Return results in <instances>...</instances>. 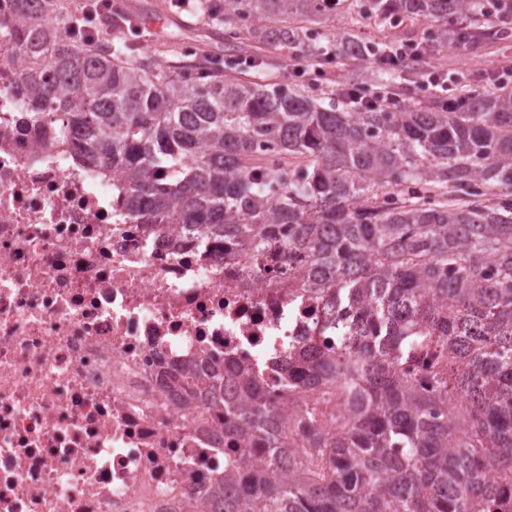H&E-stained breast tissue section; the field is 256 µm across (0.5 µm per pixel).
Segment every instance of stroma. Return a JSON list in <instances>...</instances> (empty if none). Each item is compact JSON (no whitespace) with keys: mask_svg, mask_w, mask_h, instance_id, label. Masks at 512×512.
Returning <instances> with one entry per match:
<instances>
[{"mask_svg":"<svg viewBox=\"0 0 512 512\" xmlns=\"http://www.w3.org/2000/svg\"><path fill=\"white\" fill-rule=\"evenodd\" d=\"M127 15L136 17L137 32L132 40L138 56L145 57L161 66L194 63L200 56L221 57L225 54L224 34L203 24L195 11L166 10L165 0H124ZM318 27L323 32L348 30L360 42L369 41L416 43L433 31L432 22L419 18L400 23L382 25L370 20L362 10L359 0H340L336 7L326 10ZM235 54L239 65L228 69V76L250 79L263 83H275L298 90L330 91L339 84L351 83L353 76H361V90L374 95L378 84L371 77L376 70L373 59L357 61L350 67L338 65L323 67L320 73L301 75L295 73L286 52L243 39L237 44ZM265 59L266 64L255 67V59ZM424 70L435 69L444 75L442 89L420 83L402 93L403 103H424L435 93L453 96L456 86L453 78L457 73L469 72L483 75L495 73L497 78L512 85V38L486 43L479 51L471 52L451 47L423 61Z\"/></svg>","mask_w":512,"mask_h":512,"instance_id":"stroma-1","label":"stroma"}]
</instances>
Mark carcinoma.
<instances>
[{
	"mask_svg": "<svg viewBox=\"0 0 512 512\" xmlns=\"http://www.w3.org/2000/svg\"><path fill=\"white\" fill-rule=\"evenodd\" d=\"M23 84L39 119L55 105L82 132V160L129 173L126 201H149L154 218L187 220L202 235L259 250L288 231L297 277L333 310L353 305L375 348L347 355L303 348L281 365L290 392L330 387L351 406L341 426L302 417L304 455L282 437L285 416L248 378L223 401V373L201 381L214 403L239 415V438L256 437L265 470L224 473L223 512H512V90L496 78L460 77L459 95L424 107L348 103L354 84L323 105L279 84L224 79L225 61L191 67L137 59L112 13V42L57 38L46 17L59 0H17ZM327 0H193L227 43L248 30L290 58L320 66L363 50L286 25L312 22ZM381 24L433 17L414 59L390 64L373 46L376 82L402 91L423 59L448 44L477 50L505 34L485 0H362ZM295 156L266 163L269 149ZM401 190L386 204L376 191ZM444 361L431 387L402 367L430 344ZM494 479H487L488 473Z\"/></svg>",
	"mask_w": 512,
	"mask_h": 512,
	"instance_id": "1",
	"label": "carcinoma"
}]
</instances>
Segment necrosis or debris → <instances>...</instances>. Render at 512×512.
<instances>
[{
  "mask_svg": "<svg viewBox=\"0 0 512 512\" xmlns=\"http://www.w3.org/2000/svg\"><path fill=\"white\" fill-rule=\"evenodd\" d=\"M16 0H0V512H210L225 469L263 468L225 434L194 368L245 371L273 406L289 352L336 347L288 243L147 228L122 172L78 162V134L20 92Z\"/></svg>",
  "mask_w": 512,
  "mask_h": 512,
  "instance_id": "obj_1",
  "label": "necrosis or debris"
}]
</instances>
